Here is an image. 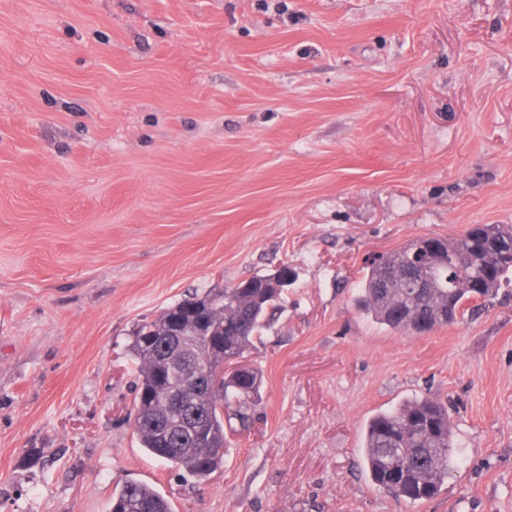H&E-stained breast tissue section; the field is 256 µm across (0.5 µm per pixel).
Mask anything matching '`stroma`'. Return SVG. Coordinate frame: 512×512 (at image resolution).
Segmentation results:
<instances>
[{"instance_id": "1", "label": "stroma", "mask_w": 512, "mask_h": 512, "mask_svg": "<svg viewBox=\"0 0 512 512\" xmlns=\"http://www.w3.org/2000/svg\"><path fill=\"white\" fill-rule=\"evenodd\" d=\"M512 225V0H0V512H512V297L427 334L359 308L377 256ZM288 269L250 431L186 476L140 448L135 328ZM448 403L433 499L368 419ZM448 406L423 396L372 416L363 429L362 455L372 481L398 499L425 501L448 481L457 461ZM109 512H173L170 502L151 485L134 480L123 481L112 495Z\"/></svg>"}]
</instances>
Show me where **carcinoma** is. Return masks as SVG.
I'll use <instances>...</instances> for the list:
<instances>
[{"label":"carcinoma","instance_id":"carcinoma-1","mask_svg":"<svg viewBox=\"0 0 512 512\" xmlns=\"http://www.w3.org/2000/svg\"><path fill=\"white\" fill-rule=\"evenodd\" d=\"M433 246L429 287L415 288V250ZM451 254L458 261L441 265ZM273 275H255L238 286L193 293L138 325L131 352L138 370L134 430L141 447L187 474L203 479L221 468L227 436L224 419L249 426L262 376L237 364L261 339L268 311L285 287ZM512 282V226L472 224L455 237H417L371 264L361 280L359 305L380 325L416 334L458 322L467 304L496 299ZM448 406L437 398L406 399L372 416L363 429L362 455L372 481L398 499L425 501L448 481L457 461ZM110 512H173L151 485L123 481Z\"/></svg>","mask_w":512,"mask_h":512}]
</instances>
